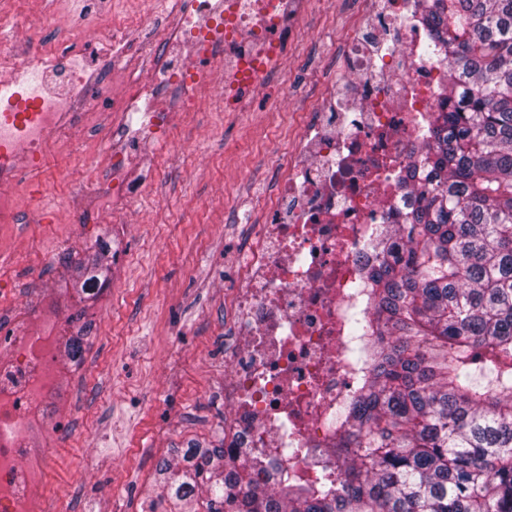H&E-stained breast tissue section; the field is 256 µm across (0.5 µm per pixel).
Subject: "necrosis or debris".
<instances>
[{
	"label": "necrosis or debris",
	"mask_w": 512,
	"mask_h": 512,
	"mask_svg": "<svg viewBox=\"0 0 512 512\" xmlns=\"http://www.w3.org/2000/svg\"><path fill=\"white\" fill-rule=\"evenodd\" d=\"M113 24L96 42L104 65L123 68L133 49L180 39L183 50L121 91L103 86L83 54L9 53L0 36V173L38 168L52 145L72 138L105 109L121 129L166 140L170 115L161 85L184 87V109L217 85L228 112L248 111L259 78L287 60L296 0H157ZM414 0H361L344 42V77L297 115L287 150L274 151L276 189L228 294L231 340L224 347V455L227 469L256 466L289 484L315 481L330 451L336 414L350 400L360 365L349 351L353 315L370 316L369 279L382 243L411 201L410 167L420 130L444 103L443 66L426 55L429 32ZM58 327L0 329V512H60L47 489L59 431ZM45 442L33 449V433Z\"/></svg>",
	"instance_id": "4bbe7bcc"
}]
</instances>
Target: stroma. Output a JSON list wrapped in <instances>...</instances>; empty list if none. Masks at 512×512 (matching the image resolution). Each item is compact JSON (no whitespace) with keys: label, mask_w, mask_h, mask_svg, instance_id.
I'll return each instance as SVG.
<instances>
[{"label":"stroma","mask_w":512,"mask_h":512,"mask_svg":"<svg viewBox=\"0 0 512 512\" xmlns=\"http://www.w3.org/2000/svg\"><path fill=\"white\" fill-rule=\"evenodd\" d=\"M51 0H0V14L25 25L27 48L93 54L100 31L71 15L46 19ZM360 0H309L291 38L288 67L263 79L249 112L217 97L175 124L168 143L112 136L98 113L46 158L19 223L0 229V323L37 328L57 319L61 339L81 335L93 379L60 354L62 449L52 480L67 512H157L161 458L180 462L188 445L224 440V292L236 260L264 220L275 188L266 156L287 146L304 100L343 69L341 48ZM115 140L129 152L113 173ZM136 185L124 201L113 183ZM118 239L124 262L97 300L73 287L74 265ZM82 470L80 485L68 473Z\"/></svg>","instance_id":"1"}]
</instances>
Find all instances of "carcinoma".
<instances>
[{
	"mask_svg": "<svg viewBox=\"0 0 512 512\" xmlns=\"http://www.w3.org/2000/svg\"><path fill=\"white\" fill-rule=\"evenodd\" d=\"M448 64L412 165L414 199L372 276L369 346L336 424V459L283 495L224 490V448L159 463L163 489L207 512H512V0H417ZM105 243L76 267L80 294L112 276Z\"/></svg>",
	"mask_w": 512,
	"mask_h": 512,
	"instance_id": "carcinoma-1",
	"label": "carcinoma"
}]
</instances>
